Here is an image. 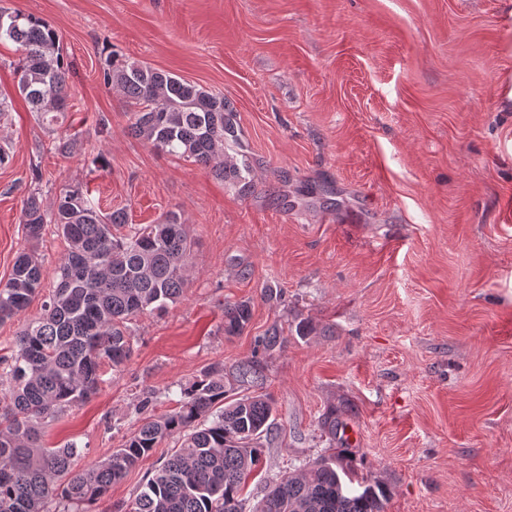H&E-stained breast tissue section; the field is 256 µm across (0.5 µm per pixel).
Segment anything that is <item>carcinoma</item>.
<instances>
[{
  "label": "carcinoma",
  "instance_id": "carcinoma-1",
  "mask_svg": "<svg viewBox=\"0 0 512 512\" xmlns=\"http://www.w3.org/2000/svg\"><path fill=\"white\" fill-rule=\"evenodd\" d=\"M2 39L19 46L17 88L47 130V151L72 156L79 133L55 128L69 111L68 64L57 30L18 9H0ZM101 76L127 99L132 137L209 167L223 181L238 178V166L220 159L231 129L224 94L112 56ZM21 223L30 240L54 225L68 249L54 269L55 289L43 301L41 316L17 338L8 401L0 407V512H44L50 497L65 502L69 512H83L174 436L180 447L147 479L127 512H245L242 492L262 462L263 440L277 412L254 362L236 369L233 393L224 384L223 367L207 369L181 390L178 410L147 421L109 457L83 469H75V444L48 448L42 441L48 420L98 390L104 363L118 366L129 359L126 321L163 311L184 294L192 241L180 217L170 212L157 224L132 226L126 211L104 212L82 185L64 184L48 208L28 196ZM43 280L36 252H20L10 278L0 284V322L24 312ZM250 316L246 302L225 305L224 333H240ZM280 336L274 325L258 346L272 352ZM344 452L321 455L280 477L251 512H384L382 486L368 482L358 494L347 489L349 472L339 464Z\"/></svg>",
  "mask_w": 512,
  "mask_h": 512
}]
</instances>
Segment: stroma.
<instances>
[{"mask_svg":"<svg viewBox=\"0 0 512 512\" xmlns=\"http://www.w3.org/2000/svg\"><path fill=\"white\" fill-rule=\"evenodd\" d=\"M48 21L70 64L68 118L80 150L63 159L19 94L0 41V282L34 247L52 291L67 244L29 243L32 192L85 183L133 224L176 212L194 242L184 295L127 324L132 353L98 392L62 412L44 442L76 443L79 466L111 454L213 366L234 386L274 324L263 357L280 431L269 476L336 443L383 483L385 512H512V0H0ZM117 54L223 93L243 164L231 184L127 133L129 105L103 84ZM103 156L105 166L94 159ZM281 291L280 300L264 296ZM251 316L224 333V306ZM34 300L0 323V381ZM154 393L141 408L142 393ZM341 421L328 441L321 418ZM162 441L92 504L125 512L178 448Z\"/></svg>","mask_w":512,"mask_h":512,"instance_id":"stroma-1","label":"stroma"}]
</instances>
